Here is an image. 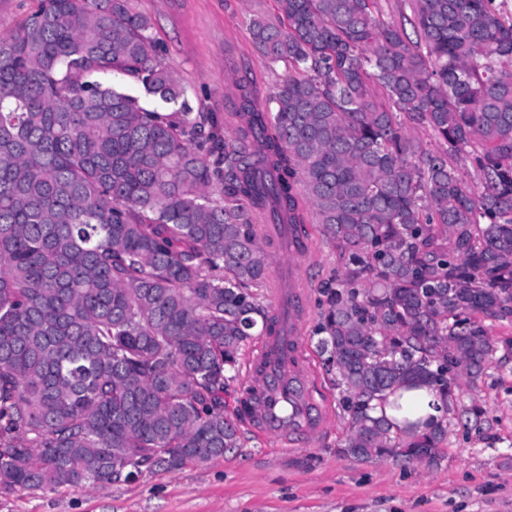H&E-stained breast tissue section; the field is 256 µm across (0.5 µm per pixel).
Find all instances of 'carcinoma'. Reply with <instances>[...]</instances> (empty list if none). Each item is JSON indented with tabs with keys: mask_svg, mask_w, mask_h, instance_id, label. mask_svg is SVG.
Wrapping results in <instances>:
<instances>
[{
	"mask_svg": "<svg viewBox=\"0 0 512 512\" xmlns=\"http://www.w3.org/2000/svg\"><path fill=\"white\" fill-rule=\"evenodd\" d=\"M377 2L255 16V48L288 75L265 103L239 79L232 129L190 112L135 0H38L0 37V491L97 488L240 447L224 389L275 323L260 221L309 213L342 261L313 330L342 452L438 464L450 421L386 407L425 385L448 407L498 351L487 322L512 324V16L411 0L384 24Z\"/></svg>",
	"mask_w": 512,
	"mask_h": 512,
	"instance_id": "obj_1",
	"label": "carcinoma"
}]
</instances>
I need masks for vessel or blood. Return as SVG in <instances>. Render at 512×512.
I'll return each instance as SVG.
<instances>
[{
    "label": "vessel or blood",
    "instance_id": "1",
    "mask_svg": "<svg viewBox=\"0 0 512 512\" xmlns=\"http://www.w3.org/2000/svg\"><path fill=\"white\" fill-rule=\"evenodd\" d=\"M304 289L291 288L288 329L274 331L256 347L246 387L254 402L251 416L264 435L297 446L300 438L320 432L328 423L326 407L312 395L304 330Z\"/></svg>",
    "mask_w": 512,
    "mask_h": 512
}]
</instances>
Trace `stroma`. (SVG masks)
Listing matches in <instances>:
<instances>
[{"label":"stroma","mask_w":512,"mask_h":512,"mask_svg":"<svg viewBox=\"0 0 512 512\" xmlns=\"http://www.w3.org/2000/svg\"><path fill=\"white\" fill-rule=\"evenodd\" d=\"M149 16L166 63L184 80L196 112L234 111L235 80L253 79L266 98L285 74L267 67L250 34L254 15L274 14V0H136ZM298 256L307 287V324L319 318L320 286L339 271L321 225L304 224ZM307 336L315 396L330 412L319 435L284 449L242 422V447L201 464L96 489L39 494L0 491V512H512V359L490 365L461 401L482 408L480 421L448 429L444 455L427 469L343 456L347 421L340 390Z\"/></svg>","instance_id":"35a3bbf8"}]
</instances>
